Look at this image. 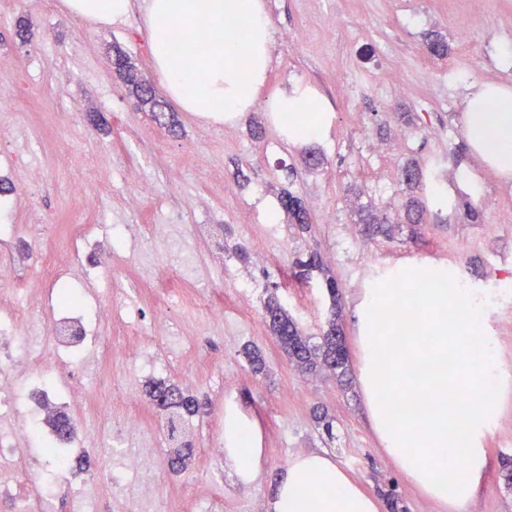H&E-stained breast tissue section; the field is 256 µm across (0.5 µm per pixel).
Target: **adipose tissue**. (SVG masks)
<instances>
[{
    "label": "adipose tissue",
    "instance_id": "ef3b65f1",
    "mask_svg": "<svg viewBox=\"0 0 512 512\" xmlns=\"http://www.w3.org/2000/svg\"><path fill=\"white\" fill-rule=\"evenodd\" d=\"M74 17L99 25L123 22L131 0H64ZM152 62L181 111L209 123L250 110L270 66L264 0H145ZM496 98L493 112L475 104ZM306 113L288 130L297 145L320 141L328 108L297 84L272 103ZM474 154L512 181V87L476 84L462 116ZM403 289H394V282ZM486 300L440 263L390 268L366 288L354 310L359 385L371 426L404 479L449 512H463L482 486V439L499 415L503 370L489 330ZM396 315L389 333L379 321ZM224 454L244 482L259 473L263 450L256 423L224 416ZM271 512H379L377 500L328 455L295 456L279 476Z\"/></svg>",
    "mask_w": 512,
    "mask_h": 512
}]
</instances>
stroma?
I'll list each match as a JSON object with an SVG mask.
<instances>
[{"instance_id":"1","label":"stroma","mask_w":512,"mask_h":512,"mask_svg":"<svg viewBox=\"0 0 512 512\" xmlns=\"http://www.w3.org/2000/svg\"><path fill=\"white\" fill-rule=\"evenodd\" d=\"M144 0H133L125 21L102 26L73 17L63 0H0V89L20 102L12 120L18 135L0 142V185L10 192L13 221L21 230L0 240L26 282L44 296L27 333H44L54 304L40 279L36 254L66 248L64 227L95 224L114 247L107 284L75 279L71 288L93 314L103 299L112 318L100 330L99 354L130 340L127 313L151 320L161 295L159 274L197 304L174 305L166 322L153 325V342L142 356L113 357L114 378L143 395L148 429L164 415L147 395L151 375L144 360L171 355L167 380L195 397L199 412L190 429L193 454L181 473L170 472L166 440L149 447L162 512H187L192 500L224 490V512H269L278 474L297 454L325 451L361 487L384 499L397 491L405 512H444L406 482L382 450L370 426L358 384L357 327L352 309L363 288L385 267L429 259L456 266L463 280L494 298L489 325L508 378L502 412L483 440L488 477L465 512H512V490L499 478L501 454H512V181L503 182L470 153L460 116L466 88L487 82L512 87V0H266L271 66L263 102L221 124H207L167 102L166 124L113 65L123 52L138 74L159 86L143 19ZM467 24L470 39L455 32ZM447 42L448 54L432 56L426 45ZM402 67L411 92H377L390 68ZM458 67L449 75V67ZM367 73L354 97L340 82L352 70ZM300 82L316 90L332 110L331 125L312 147L289 143L264 102ZM463 157L483 187L482 218L470 224L449 216L436 223L425 214L411 226L403 169L440 158L454 173ZM92 169L94 212L72 200V185ZM152 179L154 196L139 198L137 177ZM302 198L309 231L289 224L281 192ZM381 211L397 229L392 237L365 234L367 208ZM196 224L221 225L217 241L196 240ZM267 257L257 260L256 240ZM222 250L223 267L204 263ZM318 252L326 268L305 284L288 280L297 255ZM332 275L342 293L338 323L349 351V373L305 374L289 360L264 319V303L278 294L305 334L319 333L329 318L321 288ZM224 310V328L208 324L210 304ZM258 348L262 372H253L246 348ZM257 422L263 458L256 478L241 482L227 459L199 467L198 457L221 411ZM333 423L325 433L322 419ZM117 463L91 459L85 494L96 512H127L128 485L111 484Z\"/></svg>"}]
</instances>
